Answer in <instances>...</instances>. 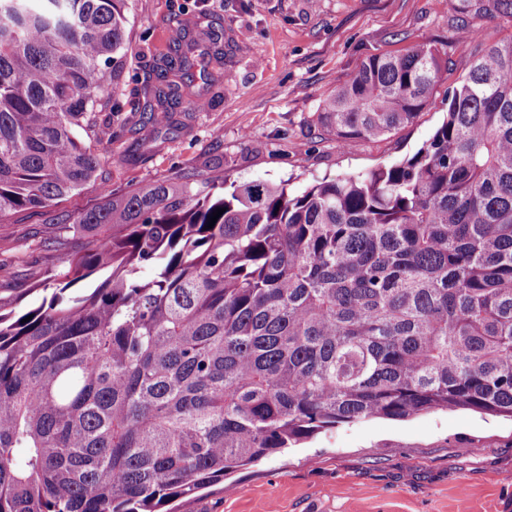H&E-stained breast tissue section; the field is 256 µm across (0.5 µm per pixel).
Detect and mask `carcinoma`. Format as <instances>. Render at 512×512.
Listing matches in <instances>:
<instances>
[{
  "instance_id": "1",
  "label": "carcinoma",
  "mask_w": 512,
  "mask_h": 512,
  "mask_svg": "<svg viewBox=\"0 0 512 512\" xmlns=\"http://www.w3.org/2000/svg\"><path fill=\"white\" fill-rule=\"evenodd\" d=\"M125 2L0 0V220L101 180L61 277L106 274L23 313L0 289V512H161L339 424L512 418V39L399 163L299 195L190 173L118 195L76 129L121 115ZM449 2L473 43L512 23V0ZM175 34L137 103L159 125L208 66ZM441 70L428 44L370 56L318 122L342 148L389 135Z\"/></svg>"
}]
</instances>
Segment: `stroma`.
<instances>
[{
  "instance_id": "35a3bbf8",
  "label": "stroma",
  "mask_w": 512,
  "mask_h": 512,
  "mask_svg": "<svg viewBox=\"0 0 512 512\" xmlns=\"http://www.w3.org/2000/svg\"><path fill=\"white\" fill-rule=\"evenodd\" d=\"M128 54L115 89L124 125L83 134L109 160L123 193L184 170L226 182L288 184L301 194L322 177L365 174L412 155L441 125L447 96L470 70L477 47L512 39V24L482 21V43L457 32L449 0H128ZM213 27L223 49L194 92L212 104L176 109V125L136 115L138 93L174 49L178 22ZM448 61L425 109L395 135L340 148L317 122L323 102L373 54L419 44ZM103 196L99 181L0 224V288H21L22 308L38 305L35 284L59 274L65 251L82 244L71 223ZM512 512V419L434 411L406 420L365 419L246 466L223 485L177 502V512Z\"/></svg>"
}]
</instances>
